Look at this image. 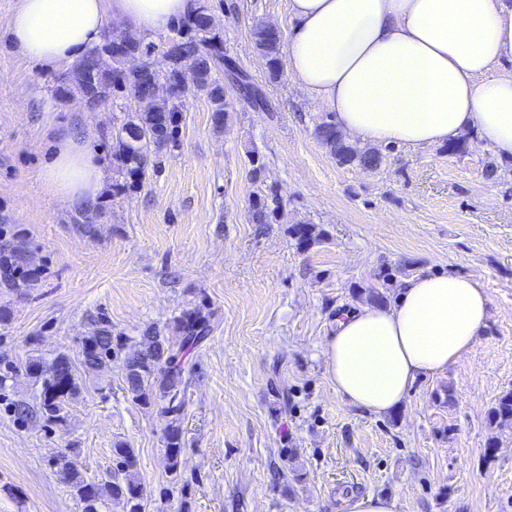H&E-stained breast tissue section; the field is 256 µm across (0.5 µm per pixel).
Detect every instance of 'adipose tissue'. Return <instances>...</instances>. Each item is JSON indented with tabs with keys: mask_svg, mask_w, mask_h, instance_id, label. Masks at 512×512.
<instances>
[{
	"mask_svg": "<svg viewBox=\"0 0 512 512\" xmlns=\"http://www.w3.org/2000/svg\"><path fill=\"white\" fill-rule=\"evenodd\" d=\"M197 0H20L6 24L24 59L52 66L79 59L107 18L156 31L196 10ZM288 70L337 127L361 143L439 145L475 129L512 157V0H288ZM43 178L53 196L90 204L110 175L89 149L61 135ZM488 299L454 273L407 279L390 305L337 318L327 371L353 406L396 411L416 381L444 375L486 325Z\"/></svg>",
	"mask_w": 512,
	"mask_h": 512,
	"instance_id": "ef3b65f1",
	"label": "adipose tissue"
}]
</instances>
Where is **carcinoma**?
<instances>
[{
  "label": "carcinoma",
  "instance_id": "obj_1",
  "mask_svg": "<svg viewBox=\"0 0 512 512\" xmlns=\"http://www.w3.org/2000/svg\"><path fill=\"white\" fill-rule=\"evenodd\" d=\"M170 29L179 37L176 51L159 50L151 42L130 32L109 31L103 42L86 55L67 66L62 84L55 94L65 98L74 92L81 95L84 103H99L110 97L131 98L141 93L140 82L144 76H160L170 88L163 94L152 95L148 106L134 111L112 133V165L118 179L112 183L113 196H121L140 187L147 174L160 164L163 150L179 147V112L174 90L179 88L182 63L191 64L198 77L196 91L205 95L214 126L224 128L228 104L224 81L234 73L241 80L243 96L254 108L265 111L267 103L262 92L250 83L239 67L228 70L224 53V41L208 7L201 3L196 13L171 24ZM254 46L263 59L269 76L278 78L281 68L279 31L259 24L253 32ZM138 52L146 57L149 70L145 74L124 75L127 71L126 56ZM314 134L341 165H357L365 170L381 166L383 154L375 148L360 150L345 140L332 121L323 120L315 125ZM281 208L278 190L268 185L252 196L249 213L254 224L277 223ZM288 234L300 248H307L320 239L322 233L312 224H294ZM25 254L7 243L0 247V284L10 288L21 287L17 271ZM177 337L163 334L153 327L144 331L140 341L133 345L112 335L110 321L100 316L93 320L90 334L83 338L80 364L87 370L97 371L113 360L122 359L124 390L135 402L150 405L159 401V415L165 420V455L169 473L176 477L182 464V429L179 423L185 406V358L198 347L212 330L209 315L196 306L183 310L173 319ZM28 373L41 383L40 413L46 423H58L65 419L69 402L78 392V383L71 359L59 354L46 364L39 358H31L26 364ZM490 424L497 428H512V391L505 392L488 414ZM112 455L123 480L104 484L84 478L76 463L66 461L60 468L62 479L72 489L74 496L84 504V512H97V503L104 494L123 498L129 504V512H143V486L137 476L134 449L122 442L112 448Z\"/></svg>",
  "mask_w": 512,
  "mask_h": 512
}]
</instances>
